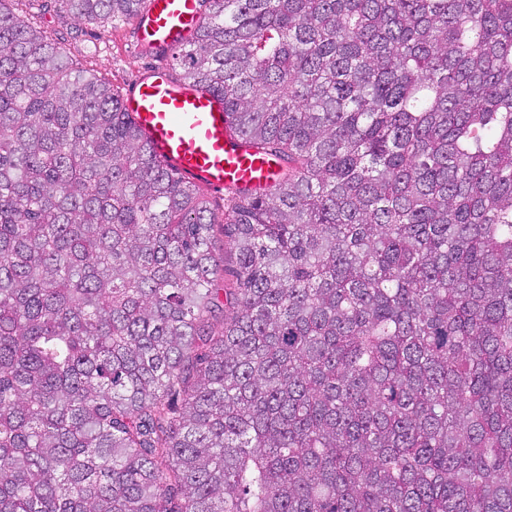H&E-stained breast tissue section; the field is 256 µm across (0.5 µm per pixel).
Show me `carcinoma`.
Listing matches in <instances>:
<instances>
[{"label":"carcinoma","mask_w":512,"mask_h":512,"mask_svg":"<svg viewBox=\"0 0 512 512\" xmlns=\"http://www.w3.org/2000/svg\"><path fill=\"white\" fill-rule=\"evenodd\" d=\"M4 2L0 512H512V0H202L216 208Z\"/></svg>","instance_id":"1"}]
</instances>
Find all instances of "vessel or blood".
I'll list each match as a JSON object with an SVG mask.
<instances>
[{
	"mask_svg": "<svg viewBox=\"0 0 512 512\" xmlns=\"http://www.w3.org/2000/svg\"><path fill=\"white\" fill-rule=\"evenodd\" d=\"M200 14L198 0H150L136 19L137 38L176 50L192 37ZM123 103L154 153L185 178L213 190L272 185L276 162L243 148L216 96L175 82L160 67L141 77Z\"/></svg>",
	"mask_w": 512,
	"mask_h": 512,
	"instance_id": "1",
	"label": "vessel or blood"
}]
</instances>
